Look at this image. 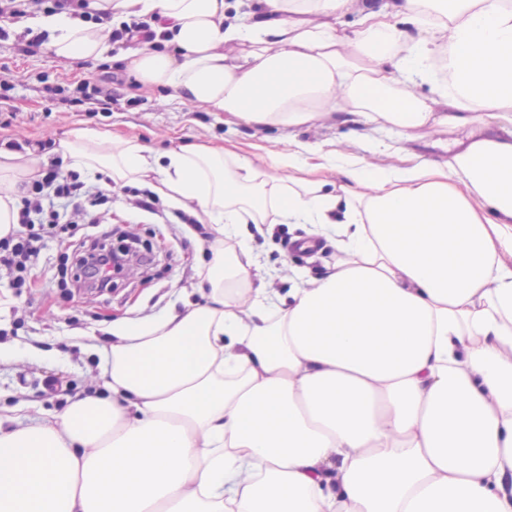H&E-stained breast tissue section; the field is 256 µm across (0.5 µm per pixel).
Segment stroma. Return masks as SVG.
<instances>
[{"label": "stroma", "mask_w": 512, "mask_h": 512, "mask_svg": "<svg viewBox=\"0 0 512 512\" xmlns=\"http://www.w3.org/2000/svg\"><path fill=\"white\" fill-rule=\"evenodd\" d=\"M8 39L0 40V68L13 76L10 98L0 100V113H12L9 127L0 129V141L26 139L56 140L78 128H93L122 136H136L156 151L187 143L217 147L253 145L268 151H285L297 142L323 144L325 148L367 155L376 165L396 163L393 155L366 154L370 141H393L389 131L363 122L351 138L341 136L332 123L320 122L301 128H255L228 125L224 115L203 105L187 104L168 88H144L123 60L125 47H112L102 63L62 60L29 46L20 25L8 28ZM121 77L125 85L111 111L88 114L80 108L51 100L46 80L72 83L90 75L103 79L104 71ZM112 244L133 236L141 251L153 262L138 266L117 278L104 293L68 296L58 288L61 248L50 243L42 255L37 278L30 292L15 296L8 271H0V329L6 343L23 347V357L0 362V416L11 417L21 404L35 405L40 417H48L62 406L61 400L45 394L43 383L56 377L74 382L78 391L96 388L102 382L101 357L94 344L103 337L113 319L142 320L182 310L185 302L205 303L209 287L199 275L210 265L213 252L209 241L184 224L170 223L173 206L157 216L138 209L135 199L122 186L112 188ZM302 224H271L265 235L256 237L254 251L262 265L268 288L286 294L294 287L295 271L307 277L325 274L336 259L333 239L324 238L316 252L302 256L286 250L287 242L304 235Z\"/></svg>", "instance_id": "stroma-1"}]
</instances>
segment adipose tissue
Segmentation results:
<instances>
[{
    "mask_svg": "<svg viewBox=\"0 0 512 512\" xmlns=\"http://www.w3.org/2000/svg\"><path fill=\"white\" fill-rule=\"evenodd\" d=\"M353 8L360 28L339 35ZM89 10L107 23L68 11L22 23L45 54L96 61L113 28L148 21L156 45L128 50V70L228 125L467 136L440 143L442 159L379 167L318 144L263 156L158 154L93 129L58 140L71 169L149 183L213 225L209 301L116 320L103 390L0 429V512H512V0ZM477 123L499 131L472 134ZM38 163L0 148V237ZM272 218L339 254L284 299L252 285L253 228Z\"/></svg>",
    "mask_w": 512,
    "mask_h": 512,
    "instance_id": "obj_1",
    "label": "adipose tissue"
}]
</instances>
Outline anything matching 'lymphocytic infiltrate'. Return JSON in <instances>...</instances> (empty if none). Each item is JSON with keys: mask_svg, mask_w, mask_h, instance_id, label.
<instances>
[{"mask_svg": "<svg viewBox=\"0 0 512 512\" xmlns=\"http://www.w3.org/2000/svg\"><path fill=\"white\" fill-rule=\"evenodd\" d=\"M111 202V190L87 183L79 172L64 169L62 160L52 158L37 179L22 185L19 227L0 238V268L11 271V288L30 287L42 249L56 240L67 246L61 255V286L78 291L111 289L115 261L133 260L136 251L128 246L108 248L97 237L75 238L72 220L79 214L85 223L99 226L105 223Z\"/></svg>", "mask_w": 512, "mask_h": 512, "instance_id": "lymphocytic-infiltrate-1", "label": "lymphocytic infiltrate"}]
</instances>
